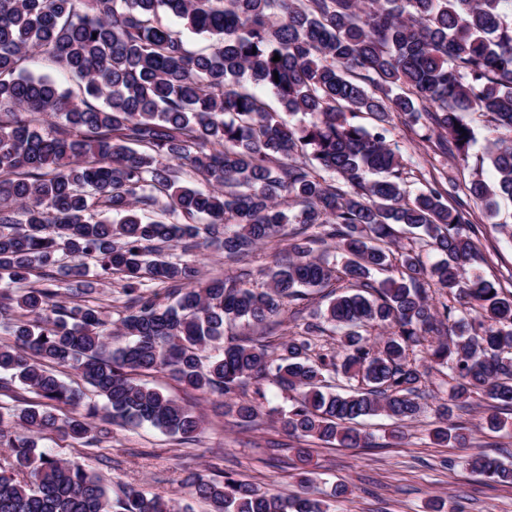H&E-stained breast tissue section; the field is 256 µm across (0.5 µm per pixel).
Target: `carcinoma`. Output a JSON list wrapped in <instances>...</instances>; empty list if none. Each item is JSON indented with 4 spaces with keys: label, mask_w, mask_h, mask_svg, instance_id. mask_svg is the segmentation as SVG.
<instances>
[{
    "label": "carcinoma",
    "mask_w": 512,
    "mask_h": 512,
    "mask_svg": "<svg viewBox=\"0 0 512 512\" xmlns=\"http://www.w3.org/2000/svg\"><path fill=\"white\" fill-rule=\"evenodd\" d=\"M505 5L512 0H0V317L12 337L0 345V396L24 403L9 422L0 416L11 458L0 468V512H171L140 489L112 493L42 443L55 435L99 448L112 424L193 440L201 416L137 382L143 373L225 398L224 414L241 426L265 414L303 444L294 496L232 473L197 476L192 487L208 512H329L312 492L305 445L370 448L358 422L378 414L396 420L391 437L403 438L400 427L425 411L434 371L448 377L436 442L471 447L469 427L453 417L472 400L483 428L503 427L512 293L468 275L476 249L466 225L471 204L492 222L496 198L512 199ZM162 13L211 44L188 48ZM33 53L66 71L79 93L27 74ZM473 113L508 133L486 152L497 183L472 180L455 207L451 178L411 192L387 142L392 116L434 152L465 162ZM362 114L370 126L355 122ZM185 169L204 187L183 185ZM288 224L297 225L288 257L261 290L165 253L204 240L243 258ZM400 226L420 230L419 247L442 258L428 267L414 247L394 252ZM327 241L343 254L339 268L314 256ZM392 268L397 275L375 279ZM114 277L125 297L115 321L94 297ZM339 277L353 293L332 295L302 331L274 346L224 341L225 325L261 324ZM63 280L64 296L54 289ZM433 288L460 307L430 302ZM367 327L383 336L369 342ZM114 330L127 342L112 345ZM328 330L340 349L320 353L314 337ZM58 366L75 380H60ZM248 379L272 381L288 408L263 411L259 389L236 398ZM467 465L512 483V465L482 452Z\"/></svg>",
    "instance_id": "1"
}]
</instances>
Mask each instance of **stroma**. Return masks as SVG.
<instances>
[{
  "instance_id": "1",
  "label": "stroma",
  "mask_w": 512,
  "mask_h": 512,
  "mask_svg": "<svg viewBox=\"0 0 512 512\" xmlns=\"http://www.w3.org/2000/svg\"><path fill=\"white\" fill-rule=\"evenodd\" d=\"M387 141L396 149L403 164L411 170L410 190L421 186L420 176L449 174L457 184L468 183L474 173L486 182L496 180L492 166L475 170L457 167L447 157L434 154L426 142L414 134L401 119H393ZM512 225V202L500 204L497 224L477 219L470 232L478 256L472 269L483 278L499 283L512 292V237L502 232ZM143 383L193 407L205 419L195 441L182 443L147 425L113 426L112 438L103 448H67L47 441L55 454L80 461L107 480L113 490L134 487L164 499L184 512H205L186 478L196 474L207 479L230 472L250 481L259 489L283 496L298 490L301 466L293 442L269 417H262L253 428L236 426L225 416L219 399L183 389L163 373L143 376ZM477 408H470L464 420L470 428L473 451H483L512 463V411L505 414V427L494 433L478 424ZM438 424L433 410H425L416 422L405 425V436L388 438L389 419H366L372 434L370 448H345L320 443L315 445L312 468L314 493L330 503L331 512H431L434 497L451 498L459 512H512V484H504L472 473L464 459L471 450L436 444L431 431ZM349 488L345 498L336 500V484Z\"/></svg>"
}]
</instances>
